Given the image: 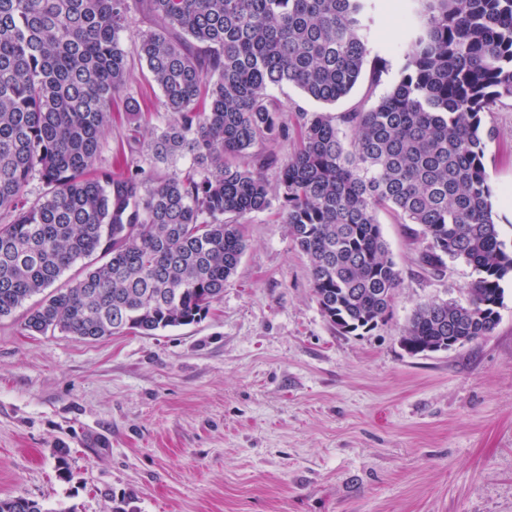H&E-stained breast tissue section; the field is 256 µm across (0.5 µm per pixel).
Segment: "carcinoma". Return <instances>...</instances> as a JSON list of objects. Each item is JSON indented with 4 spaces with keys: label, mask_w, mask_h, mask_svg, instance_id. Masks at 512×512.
I'll list each match as a JSON object with an SVG mask.
<instances>
[{
    "label": "carcinoma",
    "mask_w": 512,
    "mask_h": 512,
    "mask_svg": "<svg viewBox=\"0 0 512 512\" xmlns=\"http://www.w3.org/2000/svg\"><path fill=\"white\" fill-rule=\"evenodd\" d=\"M368 2L0 0V318L49 288L26 315L32 335L198 323L241 261L242 224L276 199L338 332L369 333L390 316L401 276L377 221L386 209L419 226L426 270L462 260L475 274L466 303L414 311L403 348L417 356L491 335L512 248L494 221L483 116L512 101V0H416L399 78L374 102L284 110L271 91L285 85L334 105L367 68L380 84L388 61L371 46ZM126 33L170 118L147 147L153 167L132 145L116 174L98 158L128 90ZM292 127L283 161L272 144ZM184 153L191 170L158 172ZM35 176L45 190L30 198ZM0 512L43 510L5 497Z\"/></svg>",
    "instance_id": "carcinoma-1"
}]
</instances>
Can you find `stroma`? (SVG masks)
Segmentation results:
<instances>
[{"label": "stroma", "mask_w": 512, "mask_h": 512, "mask_svg": "<svg viewBox=\"0 0 512 512\" xmlns=\"http://www.w3.org/2000/svg\"><path fill=\"white\" fill-rule=\"evenodd\" d=\"M374 41L399 66L397 0H378ZM129 95L116 98L99 165L119 173L128 142L168 119L125 39ZM149 123L131 132L127 98ZM495 222L512 246V106L484 117ZM377 219L401 273L392 314L370 333L334 330L278 206L252 213L224 297L200 323L80 341L30 335L34 295L0 319V497L44 512H512V280L493 334L409 355L414 310L466 302L471 267L421 268L414 227ZM67 448L70 480L55 449Z\"/></svg>", "instance_id": "stroma-1"}]
</instances>
